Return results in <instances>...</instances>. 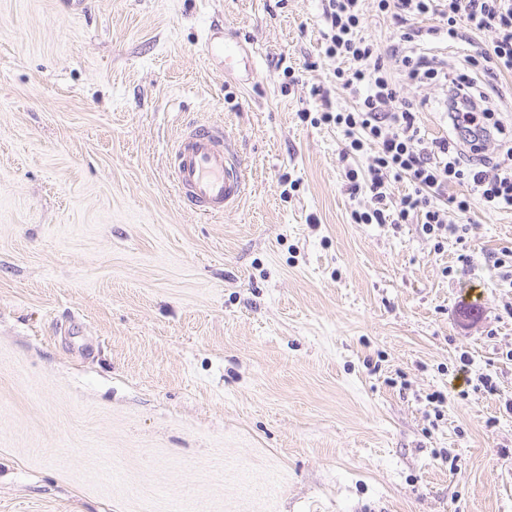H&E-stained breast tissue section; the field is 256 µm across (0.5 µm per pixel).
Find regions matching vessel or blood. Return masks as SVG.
Segmentation results:
<instances>
[{"mask_svg": "<svg viewBox=\"0 0 512 512\" xmlns=\"http://www.w3.org/2000/svg\"><path fill=\"white\" fill-rule=\"evenodd\" d=\"M201 52L219 60L225 73L257 72V58L222 24L206 31ZM172 178L180 198L198 214L219 218L247 196L250 180L234 141L221 125L198 121L186 126L171 145Z\"/></svg>", "mask_w": 512, "mask_h": 512, "instance_id": "vessel-or-blood-1", "label": "vessel or blood"}]
</instances>
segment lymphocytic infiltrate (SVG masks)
Here are the masks:
<instances>
[{
	"label": "lymphocytic infiltrate",
	"instance_id": "1",
	"mask_svg": "<svg viewBox=\"0 0 512 512\" xmlns=\"http://www.w3.org/2000/svg\"><path fill=\"white\" fill-rule=\"evenodd\" d=\"M322 2L324 54L342 61L334 75L353 105L325 107L315 122L343 136L347 189L365 199L352 210L353 223L407 224L417 218L423 232L440 243L464 232L473 203L512 210V131L476 79L480 73L492 80L512 77V0H376L378 13L404 26L399 44L384 48L362 33L364 0ZM430 13L446 18L452 40L466 32H494L491 51L466 56L465 70L449 72L447 64L422 51V32L411 25ZM393 59L410 78L440 86L452 137L422 134L413 106L399 100ZM493 145L500 149L494 158L487 154ZM366 152V170L350 166V159ZM404 179L410 192L394 195V183ZM454 185L465 186V194H449Z\"/></svg>",
	"mask_w": 512,
	"mask_h": 512
}]
</instances>
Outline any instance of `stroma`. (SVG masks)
Segmentation results:
<instances>
[{"label": "stroma", "instance_id": "stroma-1", "mask_svg": "<svg viewBox=\"0 0 512 512\" xmlns=\"http://www.w3.org/2000/svg\"><path fill=\"white\" fill-rule=\"evenodd\" d=\"M321 14L0 0V512H512V211L440 251L353 223L341 135L299 116L319 86L351 104ZM214 21L258 48L250 82L200 54ZM418 25L456 67L494 38ZM440 98L400 81L432 137ZM206 119L251 181L211 221L168 177Z\"/></svg>", "mask_w": 512, "mask_h": 512}]
</instances>
